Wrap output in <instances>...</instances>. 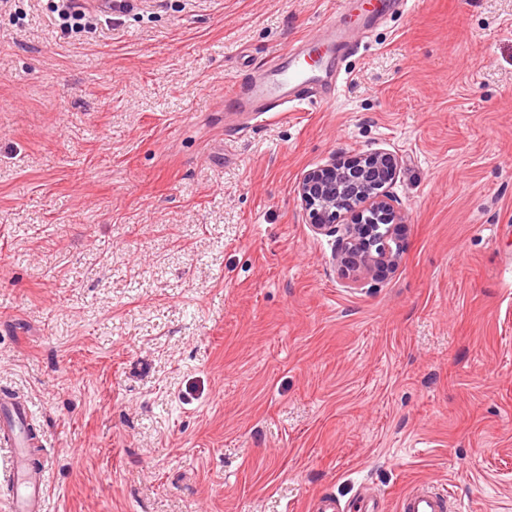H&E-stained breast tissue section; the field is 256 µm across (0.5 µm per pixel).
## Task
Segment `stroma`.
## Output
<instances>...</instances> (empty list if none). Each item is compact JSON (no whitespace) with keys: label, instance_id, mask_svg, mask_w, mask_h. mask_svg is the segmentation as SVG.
<instances>
[{"label":"stroma","instance_id":"1","mask_svg":"<svg viewBox=\"0 0 512 512\" xmlns=\"http://www.w3.org/2000/svg\"><path fill=\"white\" fill-rule=\"evenodd\" d=\"M332 0H0V392L48 512H308L411 486L512 512V0H420L335 103L224 92ZM382 150L404 253L361 287L295 194ZM56 2V12L65 29L90 32L97 28L98 21L102 18L107 25L111 24L112 8L115 7V2L122 1H113V4L112 0H57Z\"/></svg>","mask_w":512,"mask_h":512}]
</instances>
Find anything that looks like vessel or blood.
Here are the masks:
<instances>
[{"mask_svg": "<svg viewBox=\"0 0 512 512\" xmlns=\"http://www.w3.org/2000/svg\"><path fill=\"white\" fill-rule=\"evenodd\" d=\"M356 43L341 26L329 23L311 36L296 40L273 54L264 66L236 83L230 92L239 111L250 114L293 112L312 100L328 102L339 95L347 78L345 57ZM31 409L11 396L0 397V442L14 450L12 478L7 486L11 512H46L45 477H33L27 466L26 424ZM447 494L419 483L397 501V512H446Z\"/></svg>", "mask_w": 512, "mask_h": 512, "instance_id": "b4317fda", "label": "vessel or blood"}]
</instances>
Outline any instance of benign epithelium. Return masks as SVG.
Returning a JSON list of instances; mask_svg holds the SVG:
<instances>
[{
	"mask_svg": "<svg viewBox=\"0 0 512 512\" xmlns=\"http://www.w3.org/2000/svg\"><path fill=\"white\" fill-rule=\"evenodd\" d=\"M397 168L394 155L374 150L311 170L297 184L313 232L336 236L335 264L355 284L384 278L401 260L400 218L386 190Z\"/></svg>",
	"mask_w": 512,
	"mask_h": 512,
	"instance_id": "7a95c632",
	"label": "benign epithelium"
}]
</instances>
